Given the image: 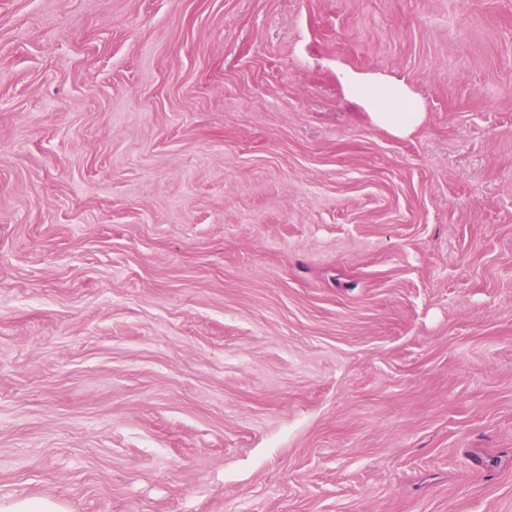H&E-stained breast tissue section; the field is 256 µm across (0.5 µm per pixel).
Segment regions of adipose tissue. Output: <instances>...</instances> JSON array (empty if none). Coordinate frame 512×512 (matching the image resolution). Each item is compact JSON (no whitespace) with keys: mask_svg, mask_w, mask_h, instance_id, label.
<instances>
[{"mask_svg":"<svg viewBox=\"0 0 512 512\" xmlns=\"http://www.w3.org/2000/svg\"><path fill=\"white\" fill-rule=\"evenodd\" d=\"M341 81L347 97L366 106L373 122L395 135L410 134L424 119L420 101L399 81L352 71L344 72Z\"/></svg>","mask_w":512,"mask_h":512,"instance_id":"1","label":"adipose tissue"}]
</instances>
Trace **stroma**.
<instances>
[{
  "label": "stroma",
  "mask_w": 512,
  "mask_h": 512,
  "mask_svg": "<svg viewBox=\"0 0 512 512\" xmlns=\"http://www.w3.org/2000/svg\"><path fill=\"white\" fill-rule=\"evenodd\" d=\"M0 497L512 512V0H0ZM346 95L366 106L373 122L397 136L414 131L423 121L422 105L396 80L346 71L341 76Z\"/></svg>",
  "instance_id": "35a3bbf8"
}]
</instances>
